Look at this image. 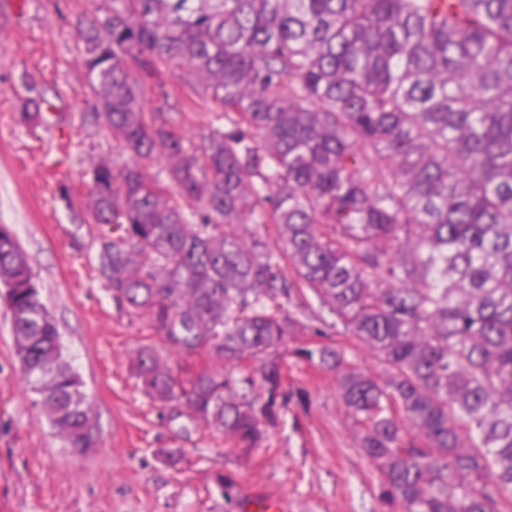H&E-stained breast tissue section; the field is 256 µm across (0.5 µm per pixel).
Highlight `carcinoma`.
<instances>
[{"instance_id": "cac0c4a2", "label": "carcinoma", "mask_w": 512, "mask_h": 512, "mask_svg": "<svg viewBox=\"0 0 512 512\" xmlns=\"http://www.w3.org/2000/svg\"><path fill=\"white\" fill-rule=\"evenodd\" d=\"M77 28L132 157L90 170L101 273L169 349L202 353L176 372L141 346L142 394L227 454L257 448L290 398L279 351L340 326L381 376L343 347L295 355L336 373L389 512H512V0H102ZM174 80L221 109L198 143L184 113L143 105L145 84L165 99ZM0 288L34 403L66 447H93L5 224Z\"/></svg>"}]
</instances>
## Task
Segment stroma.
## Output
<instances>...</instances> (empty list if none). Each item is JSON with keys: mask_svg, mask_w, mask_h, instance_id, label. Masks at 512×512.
Here are the masks:
<instances>
[{"mask_svg": "<svg viewBox=\"0 0 512 512\" xmlns=\"http://www.w3.org/2000/svg\"><path fill=\"white\" fill-rule=\"evenodd\" d=\"M0 0V224L35 273L66 355L81 374L95 446L75 455L32 404L0 305V512H250L244 491L276 495L288 512H387L359 446L334 373L296 348L346 347L366 372L383 368L360 343L327 329L290 339L294 397L261 447L225 455L224 440L152 406L130 358L146 344L143 318L121 309L99 274L100 242L89 211V169L129 162L102 120L78 65L76 12L100 0ZM40 100L41 119L20 115ZM177 452L168 466L156 454ZM231 487L219 491L216 472Z\"/></svg>", "mask_w": 512, "mask_h": 512, "instance_id": "1", "label": "stroma"}]
</instances>
